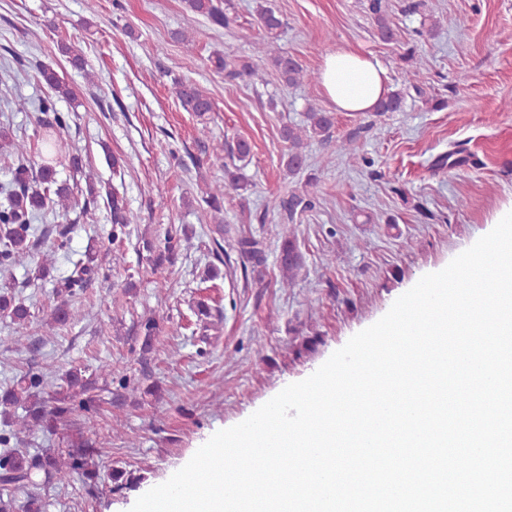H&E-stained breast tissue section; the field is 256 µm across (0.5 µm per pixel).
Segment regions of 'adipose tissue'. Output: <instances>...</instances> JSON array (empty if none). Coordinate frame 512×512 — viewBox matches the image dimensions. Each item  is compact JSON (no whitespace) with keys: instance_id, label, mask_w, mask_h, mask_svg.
Returning a JSON list of instances; mask_svg holds the SVG:
<instances>
[{"instance_id":"1","label":"adipose tissue","mask_w":512,"mask_h":512,"mask_svg":"<svg viewBox=\"0 0 512 512\" xmlns=\"http://www.w3.org/2000/svg\"><path fill=\"white\" fill-rule=\"evenodd\" d=\"M319 82L339 112L374 111L391 90L388 72L376 58L348 49L324 57Z\"/></svg>"}]
</instances>
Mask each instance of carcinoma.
Instances as JSON below:
<instances>
[{
  "mask_svg": "<svg viewBox=\"0 0 512 512\" xmlns=\"http://www.w3.org/2000/svg\"><path fill=\"white\" fill-rule=\"evenodd\" d=\"M186 4L190 11L205 17L215 26L228 28L233 23V18L221 8L217 0H186ZM368 10L374 16L377 37L385 43L398 42L399 32L386 18L385 0H368ZM257 19L264 32V39L255 43L254 57L242 59L226 53L222 57H215V68L224 71V79L227 81L247 79L256 83L264 81L262 64L266 62L288 86L308 82L310 77L303 66L277 48L283 27L280 17L273 10L261 6L257 11ZM58 48L73 68L82 70L86 67V61L79 51L64 42L58 44ZM402 60L403 85L420 90L418 82L427 67L426 58L411 47L402 55ZM38 73L47 93L38 101V111L43 117L36 120L34 136L38 143L47 147L48 157L36 163L33 160L34 148L27 137L12 139L8 131L0 130V141L12 147L14 165L13 181L6 187H0V194L4 195V202L0 204V273L10 271L23 254L38 249V245L31 241L32 220L36 214L57 210L66 214L72 207L73 189L65 183H58L53 157L65 153L61 135L70 127L71 122V114L61 111L58 102L75 97V93L54 69L42 66ZM172 89L185 111L203 118L214 110L212 98L195 83L174 78ZM403 100L404 91L394 90L378 103L376 112H398ZM334 125L333 113L311 104L302 124L283 127L281 137L287 144V153L282 164L288 177L292 178L305 170L307 141L312 138H329ZM224 153L243 162L250 156L251 145L245 139L226 141ZM68 163L70 168L85 178V203H96L100 196V181L86 170L80 156H68ZM317 184L318 176H309L302 190L290 193L288 198L280 200L278 204L282 218L287 220L283 231L288 233L283 238L277 256L283 286L292 285L303 266L304 256L297 243L293 221L297 215L314 208ZM250 187L251 182L242 172V167L226 164L224 185L205 186L200 190V202L209 210L217 212L223 208L225 200L243 195ZM106 203L111 221L108 239L120 240L127 234L128 225L137 223V215L127 208L124 197L114 187L106 189ZM71 230L70 224L55 229L53 247L40 251L41 260L35 262L34 271L28 277L29 283L35 285L46 279L56 252L68 248ZM143 249L152 254L156 273H165V263L171 261L173 252L172 236H167L166 245L160 251L146 239L143 240ZM235 249L243 264L250 265L252 270L259 272L265 266V251L253 237H238ZM93 262L94 254L90 250L87 260L77 262L73 274L53 289L57 301L51 309L49 322L64 326L75 317L72 298L94 275ZM0 317L19 327L29 321L30 310L16 299L13 285L9 282L0 284ZM158 331L156 319L148 317L140 321L139 332L143 336L144 347H150ZM90 390L89 383L76 369L67 373L64 384L53 390L47 388L42 373H26L12 385L0 389V424L3 425L0 430V512H13L15 501L12 491L15 489L34 487L46 491L66 481L73 472L87 478L96 476L94 451L83 440L72 442L66 448H47L36 453L18 447L19 435L30 426L53 432L65 413L77 406L85 410L93 407L94 398L89 395ZM20 410L23 411L21 415L18 414Z\"/></svg>",
  "mask_w": 512,
  "mask_h": 512,
  "instance_id": "1",
  "label": "carcinoma"
}]
</instances>
